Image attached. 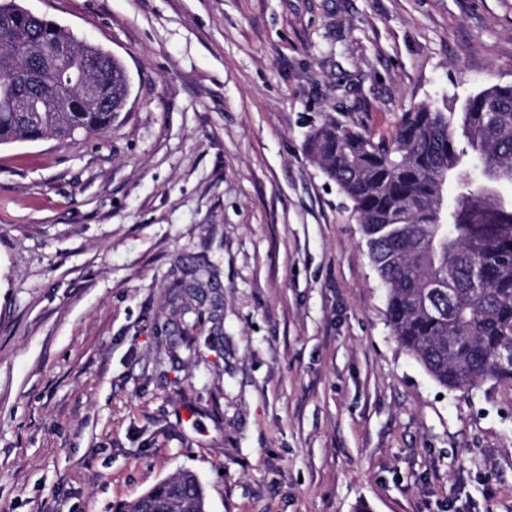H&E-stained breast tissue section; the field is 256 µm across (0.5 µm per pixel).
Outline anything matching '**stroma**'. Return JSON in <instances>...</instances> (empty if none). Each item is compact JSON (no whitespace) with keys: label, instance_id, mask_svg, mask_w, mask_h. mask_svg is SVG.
Masks as SVG:
<instances>
[{"label":"stroma","instance_id":"stroma-1","mask_svg":"<svg viewBox=\"0 0 512 512\" xmlns=\"http://www.w3.org/2000/svg\"><path fill=\"white\" fill-rule=\"evenodd\" d=\"M23 3L130 97L0 146V512H115L183 470L208 512H512V386L401 347L307 145L512 83V0Z\"/></svg>","mask_w":512,"mask_h":512}]
</instances>
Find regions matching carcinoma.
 I'll return each mask as SVG.
<instances>
[{
    "instance_id": "1",
    "label": "carcinoma",
    "mask_w": 512,
    "mask_h": 512,
    "mask_svg": "<svg viewBox=\"0 0 512 512\" xmlns=\"http://www.w3.org/2000/svg\"><path fill=\"white\" fill-rule=\"evenodd\" d=\"M38 39L68 45L74 72L89 60L103 69L99 104L87 106L71 83L57 88L72 105L61 111L40 89L33 55L21 56L16 65L37 77L25 87L33 111L12 112L16 76L0 67V146L108 130L117 117L112 103L126 88L121 60L66 26L26 16L16 0H0V47ZM308 144L353 203L400 345L448 389L512 385V364L497 360L512 343V198L500 192L512 186V83L468 96L458 119L425 105L404 112L388 142L330 121L311 130ZM473 156L484 164L480 184L470 179ZM205 508L199 478L182 471L118 512Z\"/></svg>"
}]
</instances>
